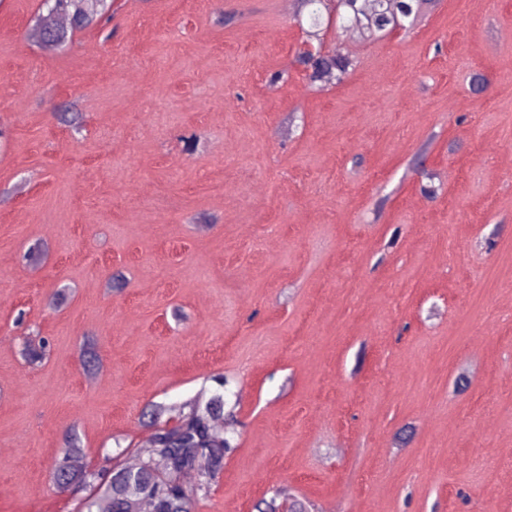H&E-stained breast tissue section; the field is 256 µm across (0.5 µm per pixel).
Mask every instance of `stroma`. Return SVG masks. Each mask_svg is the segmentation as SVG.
<instances>
[{
  "label": "stroma",
  "instance_id": "35a3bbf8",
  "mask_svg": "<svg viewBox=\"0 0 512 512\" xmlns=\"http://www.w3.org/2000/svg\"><path fill=\"white\" fill-rule=\"evenodd\" d=\"M39 7L0 0V512H75L67 431L105 468L220 377L196 512H512V0L330 29L357 65L319 89L288 0H117L49 52Z\"/></svg>",
  "mask_w": 512,
  "mask_h": 512
}]
</instances>
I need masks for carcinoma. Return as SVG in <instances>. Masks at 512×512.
<instances>
[{
  "label": "carcinoma",
  "instance_id": "carcinoma-1",
  "mask_svg": "<svg viewBox=\"0 0 512 512\" xmlns=\"http://www.w3.org/2000/svg\"><path fill=\"white\" fill-rule=\"evenodd\" d=\"M301 13L308 16L307 39L317 43L313 52H299L295 64L304 72L309 83L321 87L340 84L356 67L355 59L340 49L320 54L324 36L331 27L345 28L359 39H374L397 30L412 27L434 0H300ZM52 9L39 12L33 29L35 38L49 45H62L76 31L111 17L112 0H101L94 14L84 11L82 0H51ZM227 402L215 393L207 402L187 401L177 407L175 425L158 437L154 453L165 462L154 464L150 458L130 467L119 458L117 466L106 472L76 467L73 459L85 454L80 439L70 433L62 449V460L54 465L51 480L61 490L84 491L80 512H100L106 502V512H138L143 502L151 512H195L198 501L206 497L217 482L224 458L237 447L233 435L217 433L214 420L224 411ZM185 474L200 477L196 486L181 481Z\"/></svg>",
  "mask_w": 512,
  "mask_h": 512
}]
</instances>
